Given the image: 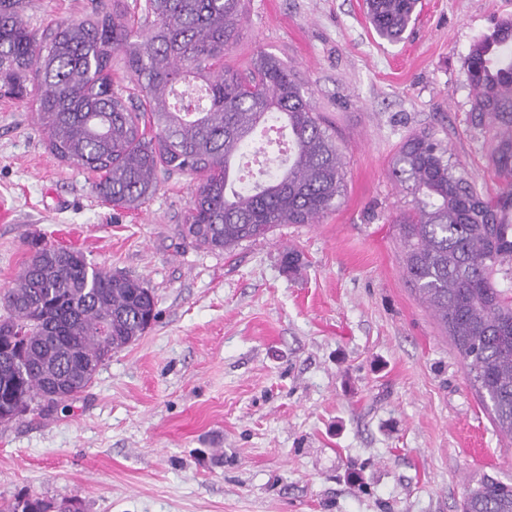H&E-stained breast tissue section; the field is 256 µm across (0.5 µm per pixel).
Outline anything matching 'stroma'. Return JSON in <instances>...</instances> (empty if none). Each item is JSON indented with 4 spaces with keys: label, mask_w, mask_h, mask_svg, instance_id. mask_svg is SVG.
<instances>
[{
    "label": "stroma",
    "mask_w": 512,
    "mask_h": 512,
    "mask_svg": "<svg viewBox=\"0 0 512 512\" xmlns=\"http://www.w3.org/2000/svg\"><path fill=\"white\" fill-rule=\"evenodd\" d=\"M90 0H26L30 28ZM224 64L256 51L301 80L336 139L346 191L313 224L232 252L182 237L192 176L158 171L135 210L49 148L25 99L0 97V293L31 239L143 280L158 316L66 406L0 423V499L76 498L84 512H461L466 488L512 483L500 436L447 336L406 280L391 176L428 131L493 192L492 131L471 121L465 58L512 0H420L398 43L364 0H245ZM301 256L297 270L283 263Z\"/></svg>",
    "instance_id": "1"
}]
</instances>
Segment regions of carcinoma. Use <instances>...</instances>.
Listing matches in <instances>:
<instances>
[{
	"label": "carcinoma",
	"mask_w": 512,
	"mask_h": 512,
	"mask_svg": "<svg viewBox=\"0 0 512 512\" xmlns=\"http://www.w3.org/2000/svg\"><path fill=\"white\" fill-rule=\"evenodd\" d=\"M377 35L404 38L418 0H365ZM245 21L243 0H103L86 17L40 32L23 0H0V84L31 98L58 159L100 174L114 207L139 208L156 171L200 176L182 234L229 251L282 224H313L346 190L336 140L308 90L275 56L249 71L224 67ZM139 95L112 89V56ZM473 121L496 129L495 193L455 171L430 133L397 150L393 179L412 196L393 219L413 290L449 336L466 377L512 439V19L476 41L466 59ZM270 121L288 131V157L250 187L233 165ZM0 414L49 410L78 398L99 368L156 317L145 283L96 267L80 250L44 244L0 295ZM46 496L0 501V512H54ZM462 512H512V486L491 476L466 490Z\"/></svg>",
	"instance_id": "obj_1"
}]
</instances>
